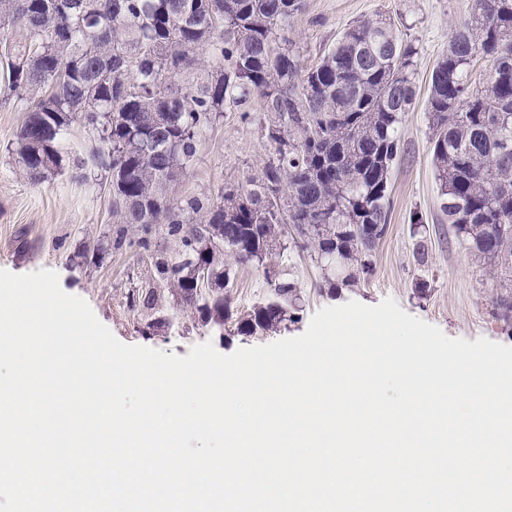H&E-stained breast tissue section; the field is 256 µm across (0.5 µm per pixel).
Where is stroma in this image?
<instances>
[{
	"instance_id": "obj_1",
	"label": "stroma",
	"mask_w": 512,
	"mask_h": 512,
	"mask_svg": "<svg viewBox=\"0 0 512 512\" xmlns=\"http://www.w3.org/2000/svg\"><path fill=\"white\" fill-rule=\"evenodd\" d=\"M473 0H304L288 23V36L302 66L318 62L350 26L374 18L392 20L418 48L416 104L399 130L400 150L390 174L392 209L386 237L374 251L375 273L366 283L336 292L318 288L320 271L308 252L291 249L288 271L299 281V320L264 336H241L233 325L216 333L174 291L162 302L174 325L153 326L133 316L126 294L149 278L150 258L133 241L135 227L123 229L129 246H110L118 229L112 222V187L108 170L87 163L97 133L73 123L61 141L63 167L35 184L18 171L10 147L24 125L29 100L0 79V268L15 274L39 269L57 272L61 288L85 299L96 317L123 343L188 355L209 341L221 354L303 334L321 308L357 301L373 306L393 298L401 309L439 327L451 338H485L512 346V324L497 318V282L486 266L469 256L439 209L431 158L427 100L431 73L454 33L472 12ZM250 119L225 112L207 128L193 166L172 192L177 197H213L225 186L245 182L260 172L270 156L260 120V100ZM85 166H78V159ZM422 215L429 260L414 261L416 237L409 218ZM430 284L426 297L413 292L416 280Z\"/></svg>"
}]
</instances>
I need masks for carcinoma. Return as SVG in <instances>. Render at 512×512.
<instances>
[{
    "label": "carcinoma",
    "instance_id": "1",
    "mask_svg": "<svg viewBox=\"0 0 512 512\" xmlns=\"http://www.w3.org/2000/svg\"><path fill=\"white\" fill-rule=\"evenodd\" d=\"M301 10L302 0H0V38L25 32L7 63L11 89L31 100L20 170L34 181L60 170L58 144L82 121L99 133L90 157L111 173L115 223L138 227L146 252L156 224L178 242L151 256L130 311L162 313L167 287L205 323L245 336L297 322L299 283L281 268L290 230L328 289L374 274L418 48L394 23L367 19L303 69L287 35ZM198 50L213 63L208 78L178 82ZM480 60L489 74L477 82ZM255 97L272 148L260 175L205 201L172 195L203 131L226 110L251 118ZM428 117L441 210L491 269L497 315L512 321V0H474L432 72ZM238 264L261 268L269 288L244 312L232 302Z\"/></svg>",
    "mask_w": 512,
    "mask_h": 512
}]
</instances>
